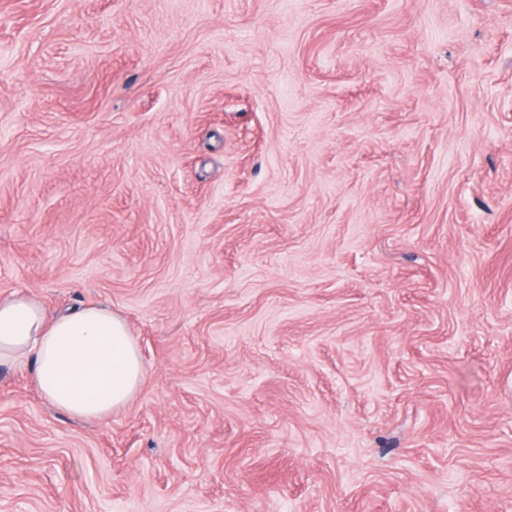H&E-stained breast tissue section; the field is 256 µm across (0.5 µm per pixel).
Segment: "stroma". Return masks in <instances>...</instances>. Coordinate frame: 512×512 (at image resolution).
Instances as JSON below:
<instances>
[{
  "mask_svg": "<svg viewBox=\"0 0 512 512\" xmlns=\"http://www.w3.org/2000/svg\"><path fill=\"white\" fill-rule=\"evenodd\" d=\"M0 512H512V0H0ZM31 362L44 401L77 419L123 407L144 377L126 324L112 311L83 307L49 318L36 299H0V363Z\"/></svg>",
  "mask_w": 512,
  "mask_h": 512,
  "instance_id": "35a3bbf8",
  "label": "stroma"
}]
</instances>
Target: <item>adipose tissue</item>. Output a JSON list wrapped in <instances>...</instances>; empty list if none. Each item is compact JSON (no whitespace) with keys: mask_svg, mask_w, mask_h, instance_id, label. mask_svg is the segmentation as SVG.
<instances>
[{"mask_svg":"<svg viewBox=\"0 0 512 512\" xmlns=\"http://www.w3.org/2000/svg\"><path fill=\"white\" fill-rule=\"evenodd\" d=\"M30 362L44 401L77 419H103L123 407L144 377L126 324L87 306L48 317L36 299H0V363Z\"/></svg>","mask_w":512,"mask_h":512,"instance_id":"adipose-tissue-1","label":"adipose tissue"}]
</instances>
